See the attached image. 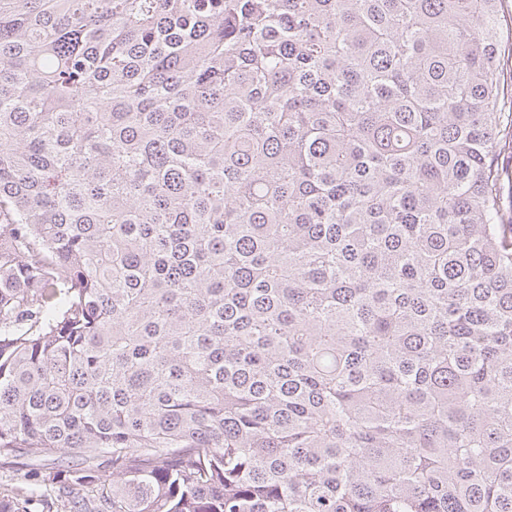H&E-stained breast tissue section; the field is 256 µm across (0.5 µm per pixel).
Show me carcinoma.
Instances as JSON below:
<instances>
[{
  "mask_svg": "<svg viewBox=\"0 0 512 512\" xmlns=\"http://www.w3.org/2000/svg\"><path fill=\"white\" fill-rule=\"evenodd\" d=\"M500 0H0V512H512ZM61 464L57 456H39L33 459L23 458L11 468L0 469V494L9 493L12 488L27 479L32 469L51 470Z\"/></svg>",
  "mask_w": 512,
  "mask_h": 512,
  "instance_id": "carcinoma-1",
  "label": "carcinoma"
}]
</instances>
